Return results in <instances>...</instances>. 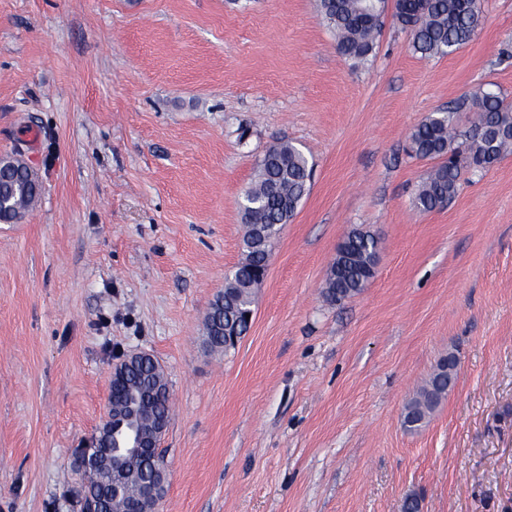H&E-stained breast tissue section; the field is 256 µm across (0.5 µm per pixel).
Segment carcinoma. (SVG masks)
Listing matches in <instances>:
<instances>
[{
	"mask_svg": "<svg viewBox=\"0 0 512 512\" xmlns=\"http://www.w3.org/2000/svg\"><path fill=\"white\" fill-rule=\"evenodd\" d=\"M318 10L336 34L337 46L348 58L363 61L374 51L383 23V11L372 12L368 0H319ZM480 0H405L398 4L393 21L410 32L415 52L425 58L444 56L467 43L478 24ZM475 114L473 125L459 130L458 113ZM410 148L435 166L419 186L415 202L423 211L442 208L458 189L461 171H486L512 152V106L496 92L482 90L452 108L426 116L411 132ZM18 161L0 162V221L16 218L35 200L33 186L17 169ZM311 167L301 149L290 142L269 147L258 160L254 180L243 192L244 213L250 224H264L279 232L295 215L310 191ZM244 259L226 278L224 293L211 304L206 318L205 344L227 348V338L243 337L249 330L245 314L253 310L272 248L246 234ZM378 240L372 233L352 230L339 245L333 271L325 281L324 297L336 303L360 293L372 278ZM455 356L442 359L427 385L405 408L404 425L419 428L448 394L454 381ZM117 401L135 410L146 404L139 424L150 427L156 420H170V393L164 371L149 360L116 380ZM127 480L155 482L165 495L167 466L151 448L135 459L123 460ZM89 496L99 512H127L132 500L116 494L105 470L86 474Z\"/></svg>",
	"mask_w": 512,
	"mask_h": 512,
	"instance_id": "carcinoma-1",
	"label": "carcinoma"
}]
</instances>
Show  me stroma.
Segmentation results:
<instances>
[{"label": "stroma", "instance_id": "35a3bbf8", "mask_svg": "<svg viewBox=\"0 0 512 512\" xmlns=\"http://www.w3.org/2000/svg\"><path fill=\"white\" fill-rule=\"evenodd\" d=\"M486 88L512 104V0H482L471 41L434 58L386 20L363 61L317 0H0V158L41 184L0 222V512H76L73 451L133 351L171 394L161 512H402L410 493L512 512V154L425 212L432 164L408 153L422 119ZM279 141L310 192L249 332L206 350L242 193ZM356 228L376 274L328 303ZM450 354L454 388L406 430Z\"/></svg>", "mask_w": 512, "mask_h": 512}]
</instances>
